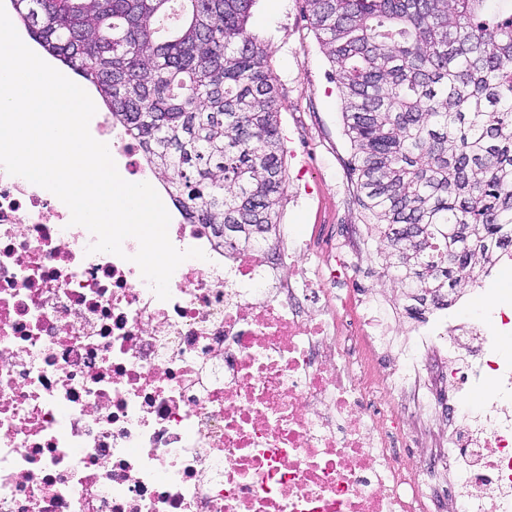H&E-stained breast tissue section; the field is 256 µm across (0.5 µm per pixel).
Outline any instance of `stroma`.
I'll list each match as a JSON object with an SVG mask.
<instances>
[{
  "mask_svg": "<svg viewBox=\"0 0 512 512\" xmlns=\"http://www.w3.org/2000/svg\"><path fill=\"white\" fill-rule=\"evenodd\" d=\"M247 27L263 39L279 88L286 156L277 245L287 244L310 224H343L350 235L365 238L368 226L357 200L340 92L303 0H255ZM346 259L355 285L373 286L384 298L398 299L396 284L382 275L379 252H350Z\"/></svg>",
  "mask_w": 512,
  "mask_h": 512,
  "instance_id": "obj_1",
  "label": "stroma"
}]
</instances>
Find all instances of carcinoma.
I'll return each mask as SVG.
<instances>
[{
	"label": "carcinoma",
	"instance_id": "carcinoma-1",
	"mask_svg": "<svg viewBox=\"0 0 512 512\" xmlns=\"http://www.w3.org/2000/svg\"><path fill=\"white\" fill-rule=\"evenodd\" d=\"M89 82L192 224L229 251L277 234L279 90L254 0H12ZM344 103L360 206L423 306L512 247V8L488 0H304ZM239 225L235 242L224 225Z\"/></svg>",
	"mask_w": 512,
	"mask_h": 512
}]
</instances>
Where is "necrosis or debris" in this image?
Returning a JSON list of instances; mask_svg holds the SVG:
<instances>
[{
    "label": "necrosis or debris",
    "mask_w": 512,
    "mask_h": 512,
    "mask_svg": "<svg viewBox=\"0 0 512 512\" xmlns=\"http://www.w3.org/2000/svg\"><path fill=\"white\" fill-rule=\"evenodd\" d=\"M97 136L150 175L111 114ZM168 212L205 257L162 301L136 240L87 253L61 200L0 168V512H512V284L449 300L412 357L367 292L332 296L338 244L229 253Z\"/></svg>",
    "instance_id": "obj_1"
}]
</instances>
